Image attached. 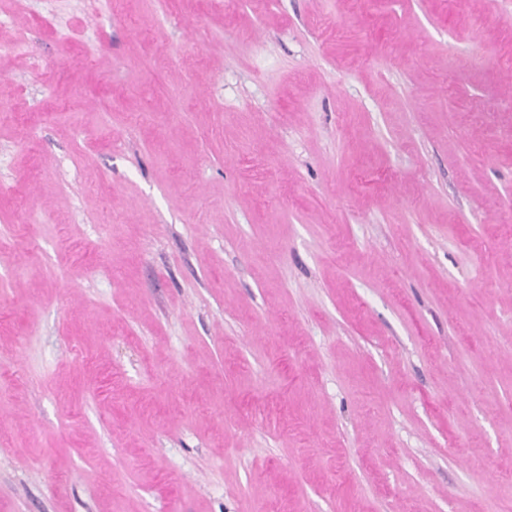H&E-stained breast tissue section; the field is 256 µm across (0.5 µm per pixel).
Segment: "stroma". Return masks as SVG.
Masks as SVG:
<instances>
[{"instance_id": "35a3bbf8", "label": "stroma", "mask_w": 512, "mask_h": 512, "mask_svg": "<svg viewBox=\"0 0 512 512\" xmlns=\"http://www.w3.org/2000/svg\"><path fill=\"white\" fill-rule=\"evenodd\" d=\"M0 43V512H512V0Z\"/></svg>"}]
</instances>
